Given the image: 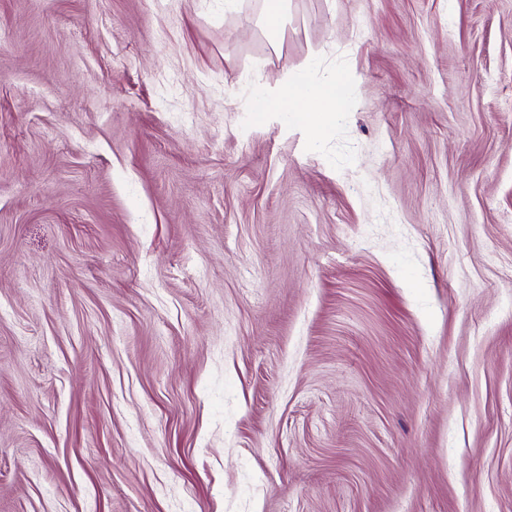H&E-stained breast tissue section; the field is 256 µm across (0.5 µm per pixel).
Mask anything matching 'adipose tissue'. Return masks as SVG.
Returning <instances> with one entry per match:
<instances>
[{
    "label": "adipose tissue",
    "mask_w": 512,
    "mask_h": 512,
    "mask_svg": "<svg viewBox=\"0 0 512 512\" xmlns=\"http://www.w3.org/2000/svg\"><path fill=\"white\" fill-rule=\"evenodd\" d=\"M350 92L337 74L314 81L311 70L284 71L273 92H260L255 109L259 112H298L304 114L311 131H319L337 113L348 111Z\"/></svg>",
    "instance_id": "1"
}]
</instances>
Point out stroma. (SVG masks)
I'll list each match as a JSON object with an SVG mask.
<instances>
[{
  "mask_svg": "<svg viewBox=\"0 0 512 512\" xmlns=\"http://www.w3.org/2000/svg\"><path fill=\"white\" fill-rule=\"evenodd\" d=\"M261 3L0 0V512H512V0ZM275 1L277 8L271 12L267 3ZM263 12L261 15V28L267 34L272 35L273 39H279L283 36L288 19V0H264ZM311 63L298 75L286 69L275 82L273 93L260 92L256 97V112H300L306 125L317 133L336 113L348 112L350 92L346 83L335 73L319 83L313 79Z\"/></svg>",
  "mask_w": 512,
  "mask_h": 512,
  "instance_id": "stroma-1",
  "label": "stroma"
}]
</instances>
